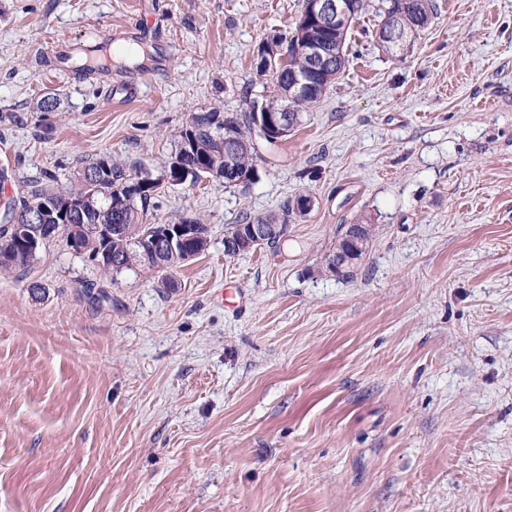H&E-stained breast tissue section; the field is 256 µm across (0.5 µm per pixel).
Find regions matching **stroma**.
<instances>
[{
  "label": "stroma",
  "mask_w": 512,
  "mask_h": 512,
  "mask_svg": "<svg viewBox=\"0 0 512 512\" xmlns=\"http://www.w3.org/2000/svg\"><path fill=\"white\" fill-rule=\"evenodd\" d=\"M433 4L391 54L367 0L255 182L164 186L150 223L210 239L171 291L61 244L0 274V512H512V0ZM302 7L0 0V208L101 155L160 175L194 112L243 115ZM117 32L143 55L85 69ZM301 193L283 239L225 255ZM357 223L342 279L323 260Z\"/></svg>",
  "instance_id": "35a3bbf8"
}]
</instances>
